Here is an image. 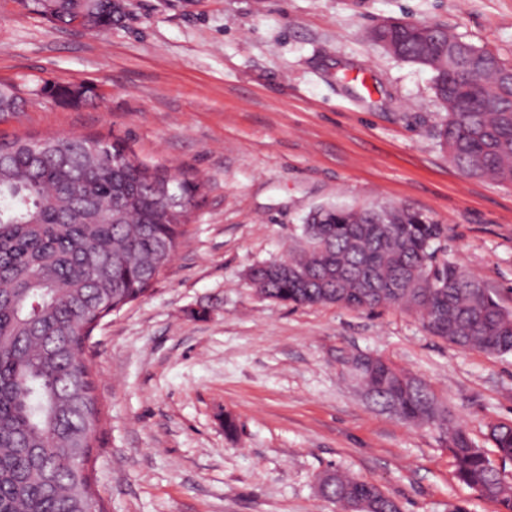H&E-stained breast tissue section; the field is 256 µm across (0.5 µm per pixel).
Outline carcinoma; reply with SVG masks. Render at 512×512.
<instances>
[{
  "mask_svg": "<svg viewBox=\"0 0 512 512\" xmlns=\"http://www.w3.org/2000/svg\"><path fill=\"white\" fill-rule=\"evenodd\" d=\"M78 16L92 30H109L111 0H54L46 20L66 26ZM406 26L394 20L387 29L393 54L432 70V89L447 110L440 131L448 158L468 175L511 184L512 86L501 93L509 65L441 25L414 35ZM461 47L466 54L453 55ZM40 92L71 104L64 83ZM490 95L499 110L487 109ZM19 100L1 88L0 114L18 111ZM169 181L166 165L125 156L120 142L0 139V512H89L96 501L89 464L100 410L87 343L103 318L150 291L183 244L200 183L181 173L175 201L166 202L159 189ZM446 234L409 208L319 207L286 258L254 265V289L295 306H404L458 348L512 353V313L479 279L438 260ZM341 364L375 406L437 428L458 481L512 512L505 477L512 425L490 430L496 466L421 379L372 354ZM317 484L347 512H401L379 486L337 469Z\"/></svg>",
  "mask_w": 512,
  "mask_h": 512,
  "instance_id": "1",
  "label": "carcinoma"
}]
</instances>
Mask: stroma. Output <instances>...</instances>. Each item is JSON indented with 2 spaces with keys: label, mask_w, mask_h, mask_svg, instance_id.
Returning a JSON list of instances; mask_svg holds the SVG:
<instances>
[{
  "label": "stroma",
  "mask_w": 512,
  "mask_h": 512,
  "mask_svg": "<svg viewBox=\"0 0 512 512\" xmlns=\"http://www.w3.org/2000/svg\"><path fill=\"white\" fill-rule=\"evenodd\" d=\"M393 18L512 65V0H124L106 32L0 0V86L25 101L0 139H119L203 181L166 272L89 342L106 512H341L317 492L329 468L403 512H497L456 479L437 429L374 406L339 360L378 354L422 379L490 454V426L512 423V354L448 344L403 308L276 303L245 278L319 206L407 207L447 225L446 257L512 311V186L449 162L431 70L370 38ZM48 80L95 99L60 104Z\"/></svg>",
  "instance_id": "stroma-1"
}]
</instances>
